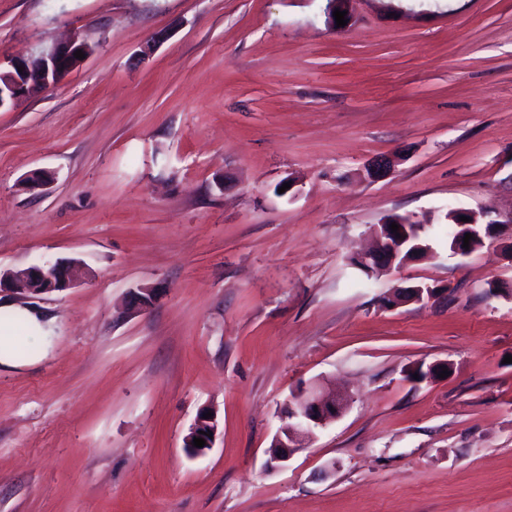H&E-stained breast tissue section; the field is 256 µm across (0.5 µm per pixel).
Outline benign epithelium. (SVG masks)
<instances>
[{"label":"benign epithelium","instance_id":"7a95c632","mask_svg":"<svg viewBox=\"0 0 512 512\" xmlns=\"http://www.w3.org/2000/svg\"><path fill=\"white\" fill-rule=\"evenodd\" d=\"M88 38L76 35L65 43L47 46L39 50L38 54L30 58L11 59L9 68L0 70V108L15 103L16 101L31 96L38 90L56 85L74 69L82 64V61L74 57L78 50L85 57H90L92 51L87 47ZM51 179L45 170H36L23 181L27 190L41 189ZM457 216H465L470 221H455L460 229L458 238L454 244L453 254L468 256L480 245L469 242V249L462 248L465 234L471 231V227L483 224L484 214L480 212L460 209L455 212ZM398 225V233H393L391 223ZM495 226L496 234L486 233L481 240L503 235V230L512 232V211L500 216V219L488 222ZM417 226L409 224V221L394 215L385 218L382 223L374 228L377 238L376 246L357 256L361 266L369 272L389 271L394 267H402L411 262V259H422L421 245L413 248L412 258H406L397 262L401 245L410 240ZM73 286L71 268L63 263H56L50 267L30 266L20 270H0V293L7 291L22 298H30L43 294L65 291ZM155 289L141 288L134 294L131 307L135 311L146 310L151 307L154 300ZM435 295V289L426 285L416 284L399 288L393 294L384 297L385 303L397 306L408 302H422ZM348 406L346 398L334 392L326 391L318 386L295 395L283 418V425L274 436L269 453L268 465L276 468L287 462L295 453L304 448L305 441L314 436L315 429L324 427L343 415ZM204 412H199L189 432L183 439V448L191 457L205 454L213 448L218 430L216 415L205 419ZM203 438L205 445L202 448L193 446V440Z\"/></svg>","mask_w":512,"mask_h":512}]
</instances>
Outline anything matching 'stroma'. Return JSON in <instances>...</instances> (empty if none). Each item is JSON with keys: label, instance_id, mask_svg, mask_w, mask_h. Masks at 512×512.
I'll return each mask as SVG.
<instances>
[{"label": "stroma", "instance_id": "stroma-1", "mask_svg": "<svg viewBox=\"0 0 512 512\" xmlns=\"http://www.w3.org/2000/svg\"><path fill=\"white\" fill-rule=\"evenodd\" d=\"M325 5L0 0L1 62L99 42L0 111V268L80 263L35 301L62 336L0 369V512H512V298L488 292L512 261L437 234L512 211V0H349L342 28ZM393 214L435 256L366 278ZM415 283L437 296L385 306ZM319 382L349 407L269 469ZM208 412L211 411L202 410L201 412H199L194 423L189 429V432L185 435L183 439V448L185 452L191 457H197L205 454L214 445L215 437L218 430V423L216 420V415L213 412H211V417H208V419L203 418V415ZM200 431H204V434H200ZM206 433H209V436H206ZM194 438H203L205 441L204 447H194Z\"/></svg>", "mask_w": 512, "mask_h": 512}]
</instances>
